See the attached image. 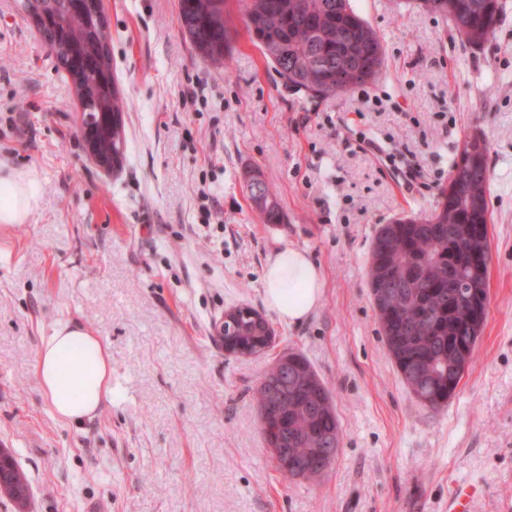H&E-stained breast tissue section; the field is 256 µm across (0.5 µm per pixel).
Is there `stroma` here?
Here are the masks:
<instances>
[{
  "mask_svg": "<svg viewBox=\"0 0 512 512\" xmlns=\"http://www.w3.org/2000/svg\"><path fill=\"white\" fill-rule=\"evenodd\" d=\"M247 4H224L219 65L193 49L178 0H102L126 134L107 171L83 149L69 75L20 0H0V163L41 182L27 223L0 233V448L31 492L23 509L0 498V512H448L471 482L474 512H512V0L478 49L412 0H351L385 68L326 100L288 92L250 39ZM475 135L489 169L487 314L457 390L431 409L384 343L369 256L381 225L432 211ZM368 139L383 158L364 153ZM255 174L281 223L252 202ZM286 246L320 266V304L297 325L269 315L267 356L225 355V311L265 310L264 266ZM63 323L112 358L111 401L78 424L55 417L34 374ZM290 350L341 429L316 481L283 479L260 432L259 381Z\"/></svg>",
  "mask_w": 512,
  "mask_h": 512,
  "instance_id": "1",
  "label": "stroma"
}]
</instances>
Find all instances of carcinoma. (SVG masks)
Returning a JSON list of instances; mask_svg holds the SVG:
<instances>
[{"mask_svg": "<svg viewBox=\"0 0 512 512\" xmlns=\"http://www.w3.org/2000/svg\"><path fill=\"white\" fill-rule=\"evenodd\" d=\"M426 12L447 19L471 46H483L494 34L502 0H418ZM35 28L58 66L75 86L82 112L123 114L112 71L107 20L101 0H29ZM184 33L203 59L221 63L229 49L224 0H179ZM248 30L288 89L309 98H328L372 82L384 67V50L375 30L350 0H249ZM103 147L126 148L123 122L97 128ZM475 166L451 164L448 185L440 189L427 215H405L378 230L370 267L387 275L390 300L377 313L382 337L405 385L424 405L438 408L452 397L475 347H460L480 337L488 302L490 243L486 145ZM252 199L269 224L281 223L264 182L250 184ZM291 368L273 367L257 389L258 411L265 410L264 384L288 378V399L280 420L267 423L268 444H282L295 457L313 448H340L341 431L332 396L315 388L311 363L291 354ZM0 482V496L18 502L29 488L12 453Z\"/></svg>", "mask_w": 512, "mask_h": 512, "instance_id": "1", "label": "carcinoma"}]
</instances>
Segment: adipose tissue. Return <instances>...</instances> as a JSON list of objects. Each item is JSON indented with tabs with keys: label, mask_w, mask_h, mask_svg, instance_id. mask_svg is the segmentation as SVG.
Instances as JSON below:
<instances>
[{
	"label": "adipose tissue",
	"mask_w": 512,
	"mask_h": 512,
	"mask_svg": "<svg viewBox=\"0 0 512 512\" xmlns=\"http://www.w3.org/2000/svg\"><path fill=\"white\" fill-rule=\"evenodd\" d=\"M35 174L0 165V229L24 223L37 206ZM265 304L280 321H304L319 305L324 280L307 251L285 247L263 271ZM35 373L54 415L64 422L91 418L112 397V363L105 342L85 329L65 324L43 341Z\"/></svg>",
	"instance_id": "obj_1"
}]
</instances>
